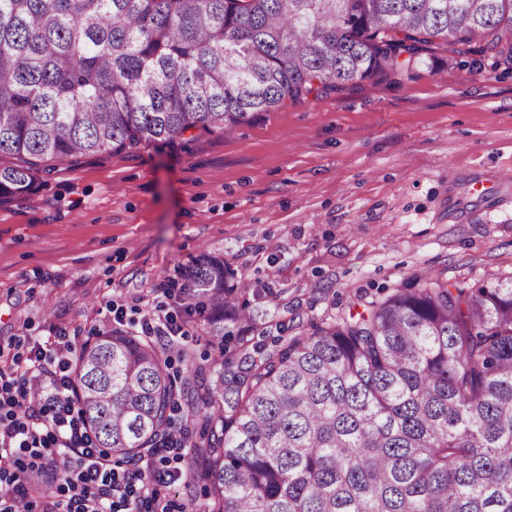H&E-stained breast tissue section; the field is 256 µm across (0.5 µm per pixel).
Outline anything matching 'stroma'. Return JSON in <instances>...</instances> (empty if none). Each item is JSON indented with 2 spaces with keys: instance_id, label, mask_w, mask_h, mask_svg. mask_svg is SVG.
Wrapping results in <instances>:
<instances>
[{
  "instance_id": "stroma-1",
  "label": "stroma",
  "mask_w": 512,
  "mask_h": 512,
  "mask_svg": "<svg viewBox=\"0 0 512 512\" xmlns=\"http://www.w3.org/2000/svg\"><path fill=\"white\" fill-rule=\"evenodd\" d=\"M447 56L436 42L401 83L55 163L24 199L1 197L0 372L157 306L182 328L170 353L234 356L181 307L203 249L234 270L268 345L417 276L512 277V72Z\"/></svg>"
}]
</instances>
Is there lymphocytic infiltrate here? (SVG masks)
<instances>
[{"instance_id":"1","label":"lymphocytic infiltrate","mask_w":512,"mask_h":512,"mask_svg":"<svg viewBox=\"0 0 512 512\" xmlns=\"http://www.w3.org/2000/svg\"><path fill=\"white\" fill-rule=\"evenodd\" d=\"M72 352L64 339L38 350L23 375L0 373V447L21 449L43 469L49 486L42 512H173L157 488L179 477L181 434L170 432L163 448L113 465L78 410Z\"/></svg>"}]
</instances>
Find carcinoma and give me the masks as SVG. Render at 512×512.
Wrapping results in <instances>:
<instances>
[{"label": "carcinoma", "mask_w": 512, "mask_h": 512, "mask_svg": "<svg viewBox=\"0 0 512 512\" xmlns=\"http://www.w3.org/2000/svg\"><path fill=\"white\" fill-rule=\"evenodd\" d=\"M448 62L512 64V0H0V197L40 163L229 135L286 101ZM189 276L212 343L256 315L224 260ZM209 368L103 329L74 361L95 447L147 455L174 426L208 499L187 512H512V277L414 278L358 314Z\"/></svg>", "instance_id": "carcinoma-1"}]
</instances>
